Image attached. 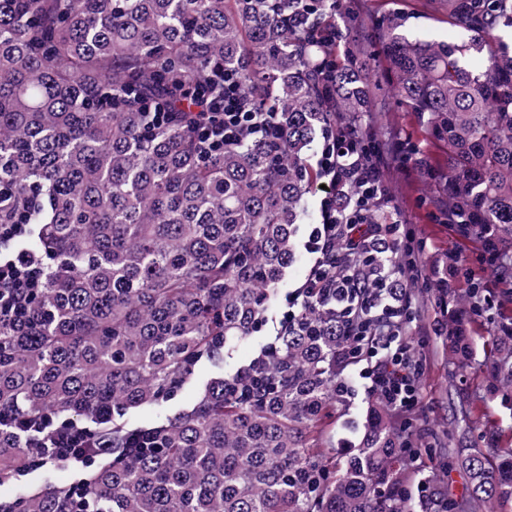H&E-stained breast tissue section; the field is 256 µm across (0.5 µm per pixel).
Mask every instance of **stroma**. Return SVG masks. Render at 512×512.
I'll return each instance as SVG.
<instances>
[{"instance_id": "35a3bbf8", "label": "stroma", "mask_w": 512, "mask_h": 512, "mask_svg": "<svg viewBox=\"0 0 512 512\" xmlns=\"http://www.w3.org/2000/svg\"><path fill=\"white\" fill-rule=\"evenodd\" d=\"M407 15V35L426 40H448L454 29L446 16L435 10L433 0H339L334 17L335 23H343L347 14H354L353 31L365 42L372 54L368 77L381 75L385 65L382 52L380 22L391 12ZM364 120L370 131L383 143L409 141L415 144L433 169L424 174L418 166L391 167L389 193L392 204L399 211V218L412 230L417 246V258L424 277L437 279L448 274V265H455L451 275L455 288L469 287L472 277L492 282L495 301L504 309L512 310V281L498 280L497 272L480 258V242L473 237H464L443 222L447 209V191L442 177L446 169L447 156L441 142L433 139L414 113L404 111L397 103L392 88H384L372 111ZM413 320L407 328L413 343L424 346L426 366L419 380L421 401L408 420L424 429L433 440V450L421 453L420 460L425 472H437L440 487L445 498L460 503L467 500V476L459 468L440 470L438 462L446 457L449 431H468L476 443H483L485 429L491 428L503 438H512V407L502 404L500 398L482 387L481 381L486 369L485 353L488 340L493 336L495 323L490 319L470 325L468 336L473 353L474 371L468 379L469 388L477 389L480 396L473 416L474 426H465L459 407L463 393L459 379L448 365V354L441 341L434 334V325L440 318V311L434 296L423 289H415ZM269 328H262L252 336L236 341L225 354L220 366L203 364L197 371L196 382L186 384L173 405L144 407L134 411L129 422L131 426H148L160 416L166 415L171 406H188L195 402L200 384L216 370L232 372L258 353L266 344ZM372 402L370 395L362 388H354L352 394L336 408V421L330 426L328 436L337 456L346 455L356 444L365 423L367 410ZM82 464L53 462L33 468L18 481L0 487V500L13 499L18 492L46 484L69 485L81 478Z\"/></svg>"}]
</instances>
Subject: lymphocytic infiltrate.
<instances>
[{"label":"lymphocytic infiltrate","mask_w":512,"mask_h":512,"mask_svg":"<svg viewBox=\"0 0 512 512\" xmlns=\"http://www.w3.org/2000/svg\"><path fill=\"white\" fill-rule=\"evenodd\" d=\"M203 129L201 147L208 154L242 143L250 137L270 135L273 115L256 112L240 94L235 75L224 77V92L216 96L207 111L198 113ZM365 133L342 113H335L322 133V148L316 161L321 172L319 223L311 225L304 248L314 261L304 282L290 294V302L320 296L324 287H333L337 304L357 341L352 349L355 360L370 358L358 377L369 395L380 398L394 421H402L420 402L418 371L411 364L417 350L404 335L409 321L411 299L395 294L397 281H418L417 266L396 267L393 277L364 282L354 271L333 275L335 246L345 253L361 254L372 245L393 239L396 244L412 240L404 224L387 226L374 223L373 211L389 206L391 196L385 174L383 153L366 159L358 146ZM29 231L23 224H0V318H10L26 308L28 298L43 278L40 259L26 248ZM24 445L38 448L52 458H83L86 449L106 454L111 443L94 437L89 428L69 422L53 426L48 421H23Z\"/></svg>","instance_id":"f902f5d3"}]
</instances>
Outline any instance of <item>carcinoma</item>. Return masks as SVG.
I'll return each instance as SVG.
<instances>
[{
	"instance_id": "carcinoma-1",
	"label": "carcinoma",
	"mask_w": 512,
	"mask_h": 512,
	"mask_svg": "<svg viewBox=\"0 0 512 512\" xmlns=\"http://www.w3.org/2000/svg\"><path fill=\"white\" fill-rule=\"evenodd\" d=\"M456 41L383 21L384 58L404 108L448 153V208L512 247V28L509 0H441ZM323 0H0V224H28L44 287L22 322L0 321V485L37 448L15 424L92 418L112 441L73 486H42L4 512H404L405 431L370 407L354 451L329 460L322 429L355 339L336 300L297 307L291 324L197 402L149 427L116 423L170 397L226 345L266 320L295 258L303 197L318 178L307 152L325 113L371 111L362 47L341 59L314 46ZM487 60L483 70L472 59ZM236 73L280 137L206 159L192 100ZM168 112L155 126L148 106ZM393 245L360 259L389 270ZM483 313L478 291L448 294ZM465 325L448 319V362L472 365ZM512 398V335L487 350ZM146 445L129 446L132 434ZM457 448L468 498L512 499V449ZM421 507L454 512L434 479Z\"/></svg>"
}]
</instances>
